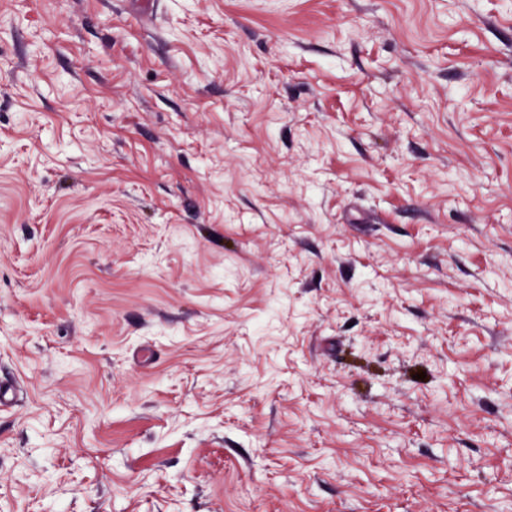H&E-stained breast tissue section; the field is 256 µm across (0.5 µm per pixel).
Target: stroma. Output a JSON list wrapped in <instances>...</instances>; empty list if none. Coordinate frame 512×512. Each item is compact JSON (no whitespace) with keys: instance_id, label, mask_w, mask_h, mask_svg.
Listing matches in <instances>:
<instances>
[{"instance_id":"1","label":"stroma","mask_w":512,"mask_h":512,"mask_svg":"<svg viewBox=\"0 0 512 512\" xmlns=\"http://www.w3.org/2000/svg\"><path fill=\"white\" fill-rule=\"evenodd\" d=\"M0 512H512V0H0Z\"/></svg>"}]
</instances>
